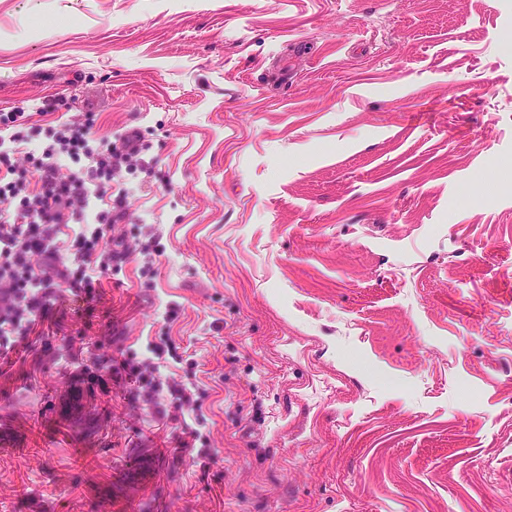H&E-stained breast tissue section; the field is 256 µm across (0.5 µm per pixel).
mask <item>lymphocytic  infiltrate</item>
I'll return each instance as SVG.
<instances>
[{
	"label": "lymphocytic infiltrate",
	"mask_w": 512,
	"mask_h": 512,
	"mask_svg": "<svg viewBox=\"0 0 512 512\" xmlns=\"http://www.w3.org/2000/svg\"><path fill=\"white\" fill-rule=\"evenodd\" d=\"M20 118L17 112L0 113V131L9 134L8 139L0 138V372L23 355L51 348L52 336L44 325L66 312L70 299L89 308L101 303L102 276L130 256L124 235L108 240L102 230L120 221V214L97 213L96 228L77 236L68 249L60 248L57 235L62 225L83 223L90 197L104 196L122 163L141 152L134 135L124 136L119 153L113 152L109 140L93 142L87 122L48 128L44 140L35 143L17 130ZM21 151L38 172L37 182L17 174L14 156ZM88 339L89 346L68 348L67 359L77 369L64 371V378L107 397L114 386L125 387L127 400L143 396L161 420L172 411L201 416L194 386L157 373L155 359L176 353L170 337H155L147 359L114 355L111 322L99 324ZM88 356L97 362L98 371L83 369Z\"/></svg>",
	"instance_id": "f902f5d3"
}]
</instances>
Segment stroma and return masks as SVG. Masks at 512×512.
I'll use <instances>...</instances> for the list:
<instances>
[{"mask_svg":"<svg viewBox=\"0 0 512 512\" xmlns=\"http://www.w3.org/2000/svg\"><path fill=\"white\" fill-rule=\"evenodd\" d=\"M0 111L138 131L156 240L0 375V512H512V0H0ZM105 317L208 475L62 383Z\"/></svg>","mask_w":512,"mask_h":512,"instance_id":"obj_1","label":"stroma"}]
</instances>
